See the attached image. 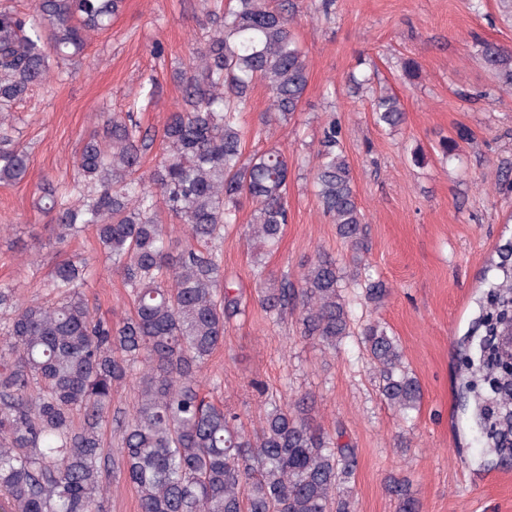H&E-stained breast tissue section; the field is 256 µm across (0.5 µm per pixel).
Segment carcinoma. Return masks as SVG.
Instances as JSON below:
<instances>
[{
  "label": "carcinoma",
  "mask_w": 512,
  "mask_h": 512,
  "mask_svg": "<svg viewBox=\"0 0 512 512\" xmlns=\"http://www.w3.org/2000/svg\"><path fill=\"white\" fill-rule=\"evenodd\" d=\"M121 4L33 0L27 12L0 8L1 184L23 181L29 161L2 114L34 88L63 81V65L112 26ZM294 10L293 0H213L209 34L177 72L181 103L162 128L137 116L157 101L151 85L133 109L107 115L84 140L73 184L41 185L36 208L52 239L65 244L92 228L128 288L132 311L116 326L97 318L82 291L83 258L54 266L39 283L43 302L25 303L0 287V497L8 512H100L114 470L135 488L140 512H329L333 505L352 512L348 484L357 455L340 443L343 431L330 434L315 423L309 397L265 402L259 426L248 431L200 388L226 325L244 312L239 289L224 279V231L239 223L242 200L251 201L248 237L267 253L290 219L288 157L275 145L245 156L241 118L259 83L270 99L266 127L288 123L302 104L310 72ZM480 54L498 88L512 92V48L485 41ZM371 108L382 129L405 121L390 87L373 91ZM157 146V165L141 172ZM316 159L317 201L358 261L366 221L336 124L324 129ZM163 210L184 226L185 240L161 224ZM495 269L488 282L493 313L477 327L478 368L494 404L493 437L507 448L512 379L501 371L496 337L504 323L512 326V243ZM252 276L268 321L296 310L301 337L333 351L354 333L336 258L317 254L295 284L256 256ZM364 287L370 303L386 295L368 268ZM359 335L379 393L410 416L421 391L401 345L375 321ZM127 381L132 407L114 412L115 388ZM111 421L113 449L104 438ZM387 490L397 512H419L408 478L389 477Z\"/></svg>",
  "instance_id": "1"
}]
</instances>
